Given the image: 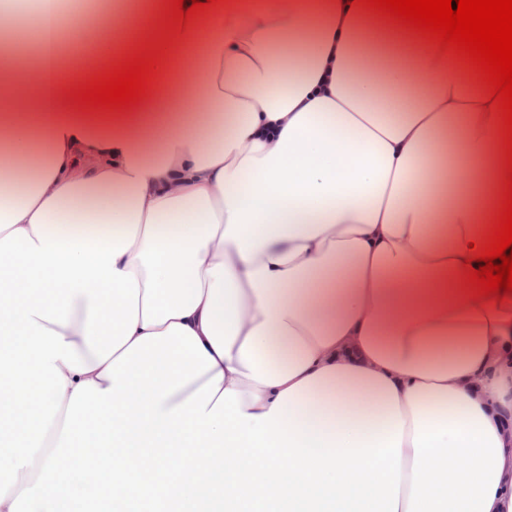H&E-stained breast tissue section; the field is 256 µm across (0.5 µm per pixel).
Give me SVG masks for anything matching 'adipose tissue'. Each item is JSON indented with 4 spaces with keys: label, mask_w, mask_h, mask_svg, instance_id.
<instances>
[{
    "label": "adipose tissue",
    "mask_w": 512,
    "mask_h": 512,
    "mask_svg": "<svg viewBox=\"0 0 512 512\" xmlns=\"http://www.w3.org/2000/svg\"><path fill=\"white\" fill-rule=\"evenodd\" d=\"M128 0H0V382L59 423L0 512L61 481L75 417L120 478L131 441L189 512H512V295L466 260L506 190V127L451 53L358 0L164 9L135 120L66 99L64 31Z\"/></svg>",
    "instance_id": "1"
}]
</instances>
